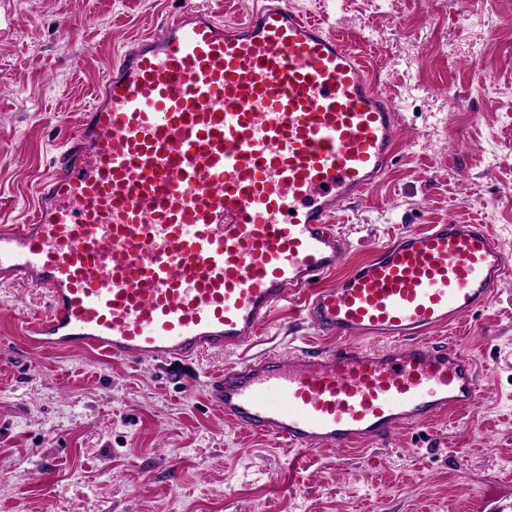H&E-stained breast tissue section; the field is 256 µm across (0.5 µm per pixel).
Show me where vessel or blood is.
<instances>
[{
    "label": "vessel or blood",
    "mask_w": 512,
    "mask_h": 512,
    "mask_svg": "<svg viewBox=\"0 0 512 512\" xmlns=\"http://www.w3.org/2000/svg\"><path fill=\"white\" fill-rule=\"evenodd\" d=\"M401 124L366 62L287 0H253L234 29L177 14L65 128L29 223L0 226V280L50 297L27 348L186 361L251 345L295 299L344 344L212 378L207 399L237 428L338 450L479 405L473 359L429 334L512 275L489 227L430 224L334 275L346 240L331 216L383 184Z\"/></svg>",
    "instance_id": "b4317fda"
}]
</instances>
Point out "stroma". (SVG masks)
<instances>
[{
  "label": "stroma",
  "instance_id": "obj_1",
  "mask_svg": "<svg viewBox=\"0 0 512 512\" xmlns=\"http://www.w3.org/2000/svg\"><path fill=\"white\" fill-rule=\"evenodd\" d=\"M328 17L371 62L403 116L385 182L332 222L337 274L427 224L489 226L512 248V0H288ZM225 25L252 0H0V225L31 216L57 130L167 16ZM46 291L0 281V512H512V276L460 328L484 403L298 461L208 406L211 377L252 356L333 346L278 306L251 348L103 360L30 352L22 322Z\"/></svg>",
  "mask_w": 512,
  "mask_h": 512
}]
</instances>
